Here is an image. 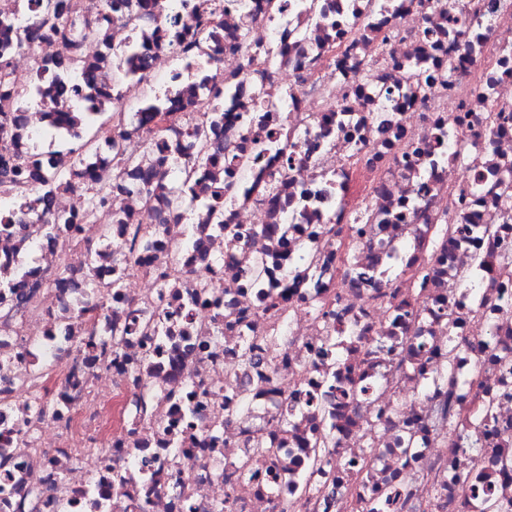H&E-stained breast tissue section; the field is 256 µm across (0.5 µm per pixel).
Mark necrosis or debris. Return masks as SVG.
<instances>
[{"label":"necrosis or debris","instance_id":"necrosis-or-debris-1","mask_svg":"<svg viewBox=\"0 0 512 512\" xmlns=\"http://www.w3.org/2000/svg\"><path fill=\"white\" fill-rule=\"evenodd\" d=\"M79 2L127 74L90 102L121 136L86 169L115 189L93 218L80 182L0 213V269L21 271L0 292V512H372L386 482L385 512H512V0ZM71 53L7 55L34 101L18 132L0 110V146L43 169ZM157 75L166 124L143 105ZM206 115L235 166L199 161ZM31 209L69 235L28 251Z\"/></svg>","mask_w":512,"mask_h":512}]
</instances>
